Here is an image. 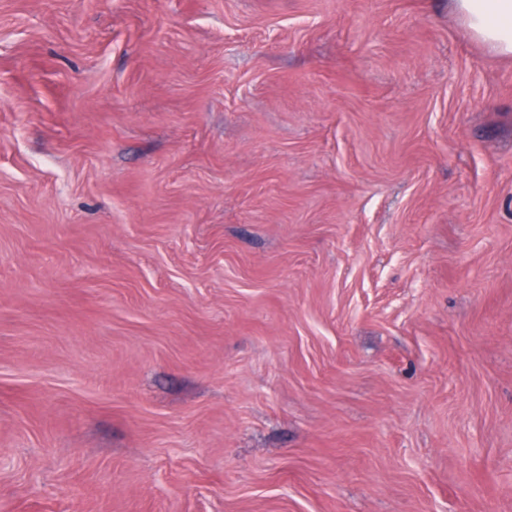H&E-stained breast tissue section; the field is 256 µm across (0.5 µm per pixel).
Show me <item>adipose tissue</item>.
Returning <instances> with one entry per match:
<instances>
[{
    "mask_svg": "<svg viewBox=\"0 0 512 512\" xmlns=\"http://www.w3.org/2000/svg\"><path fill=\"white\" fill-rule=\"evenodd\" d=\"M448 6L474 40L512 56V0H449Z\"/></svg>",
    "mask_w": 512,
    "mask_h": 512,
    "instance_id": "adipose-tissue-1",
    "label": "adipose tissue"
}]
</instances>
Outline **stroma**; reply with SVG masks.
<instances>
[{"mask_svg":"<svg viewBox=\"0 0 512 512\" xmlns=\"http://www.w3.org/2000/svg\"><path fill=\"white\" fill-rule=\"evenodd\" d=\"M0 512H512V58L0 0Z\"/></svg>","mask_w":512,"mask_h":512,"instance_id":"35a3bbf8","label":"stroma"}]
</instances>
